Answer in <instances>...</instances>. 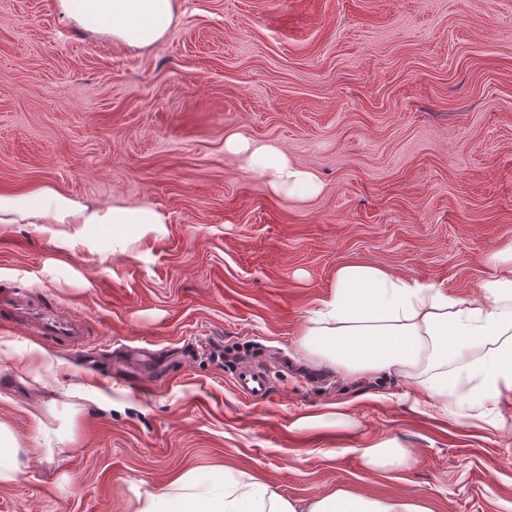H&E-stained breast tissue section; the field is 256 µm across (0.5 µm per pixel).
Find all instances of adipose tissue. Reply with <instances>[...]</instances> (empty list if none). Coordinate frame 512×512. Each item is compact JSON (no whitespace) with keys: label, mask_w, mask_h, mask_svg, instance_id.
Instances as JSON below:
<instances>
[{"label":"adipose tissue","mask_w":512,"mask_h":512,"mask_svg":"<svg viewBox=\"0 0 512 512\" xmlns=\"http://www.w3.org/2000/svg\"><path fill=\"white\" fill-rule=\"evenodd\" d=\"M62 21L133 49L157 47L171 28L179 0H54ZM227 147L246 171L274 191L315 192L309 171L270 146L240 138ZM164 218L149 206L82 205L52 190L42 198L0 194V224H71L62 245L83 239L93 224H137L160 230ZM508 264L462 297L434 283L363 264L337 268L333 289L307 313L298 346L305 357L348 377L394 374L411 380L412 408L429 407L463 419L512 420V246ZM416 449L387 440L361 449L365 469L411 467ZM139 512H430L414 497L380 499L345 488L309 501L287 499L250 474L228 476L213 492L178 479L171 490L146 493Z\"/></svg>","instance_id":"adipose-tissue-1"}]
</instances>
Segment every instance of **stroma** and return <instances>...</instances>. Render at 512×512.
Masks as SVG:
<instances>
[{
	"label": "stroma",
	"mask_w": 512,
	"mask_h": 512,
	"mask_svg": "<svg viewBox=\"0 0 512 512\" xmlns=\"http://www.w3.org/2000/svg\"><path fill=\"white\" fill-rule=\"evenodd\" d=\"M235 135L319 191H273L225 149ZM46 190L150 205L165 225L102 224L69 249L0 224V294L84 319L98 366L126 345L184 361L133 390L48 346L21 379L40 338L0 328V423L21 463L0 512H138L182 476L243 472L289 499L344 487L512 512V425L413 411L403 379L347 378L296 347L341 265L464 296L493 274L512 243V0H181L146 50L77 30L53 0H0V193ZM245 357L271 377L263 402L234 386ZM388 439L416 464L366 470L359 449Z\"/></svg>",
	"instance_id": "35a3bbf8"
}]
</instances>
